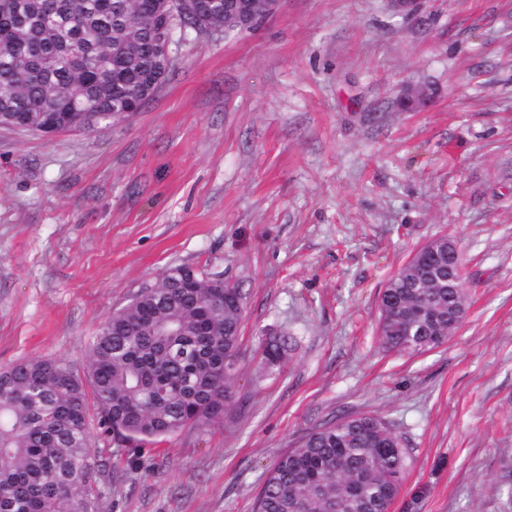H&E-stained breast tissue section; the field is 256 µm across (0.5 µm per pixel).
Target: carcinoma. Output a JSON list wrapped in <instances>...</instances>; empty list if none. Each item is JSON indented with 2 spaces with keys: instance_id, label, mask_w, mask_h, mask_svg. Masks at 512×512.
<instances>
[{
  "instance_id": "carcinoma-1",
  "label": "carcinoma",
  "mask_w": 512,
  "mask_h": 512,
  "mask_svg": "<svg viewBox=\"0 0 512 512\" xmlns=\"http://www.w3.org/2000/svg\"><path fill=\"white\" fill-rule=\"evenodd\" d=\"M0 126L93 131L137 107L172 63L154 43L166 12L157 0H0ZM213 31L224 0H196ZM461 258L441 249L432 279L415 283L403 265L379 300L384 347L422 353L448 339L466 302ZM173 268L97 327L83 371L55 358L0 369V512H99L102 464L92 419L129 445L161 444L218 424L235 398L244 302L241 288H186ZM286 336H269L261 359H288ZM408 453L378 416H346L304 434L280 454L254 512H386Z\"/></svg>"
}]
</instances>
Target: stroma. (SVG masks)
<instances>
[{
	"label": "stroma",
	"mask_w": 512,
	"mask_h": 512,
	"mask_svg": "<svg viewBox=\"0 0 512 512\" xmlns=\"http://www.w3.org/2000/svg\"><path fill=\"white\" fill-rule=\"evenodd\" d=\"M166 81L92 133L0 127V368L83 369L170 267L242 288L223 423L138 448L91 427L100 512H252L276 457L373 414L411 460L390 512H512V0H281L176 33ZM424 88L415 111L398 101ZM455 239L466 313L412 356L377 333L412 252ZM292 337L269 369L257 349Z\"/></svg>",
	"instance_id": "stroma-1"
}]
</instances>
